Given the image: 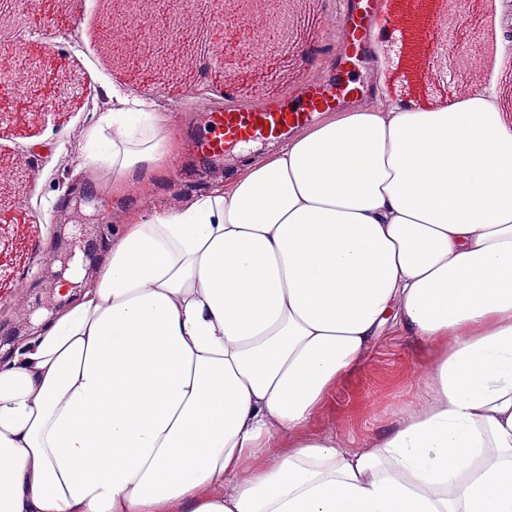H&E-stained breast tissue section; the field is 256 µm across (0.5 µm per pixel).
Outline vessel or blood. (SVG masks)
<instances>
[{"label":"vessel or blood","instance_id":"vessel-or-blood-1","mask_svg":"<svg viewBox=\"0 0 512 512\" xmlns=\"http://www.w3.org/2000/svg\"><path fill=\"white\" fill-rule=\"evenodd\" d=\"M382 8L381 0H355L353 6L343 7L337 14L336 23L343 32V40L339 46L342 68L335 83L308 88L303 99L292 106L270 102L259 108L207 113L203 130L192 136L195 152L202 158L212 159L242 143L286 139L294 129L312 122L316 113L359 97L360 87L353 72Z\"/></svg>","mask_w":512,"mask_h":512}]
</instances>
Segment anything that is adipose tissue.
Returning a JSON list of instances; mask_svg holds the SVG:
<instances>
[{
    "label": "adipose tissue",
    "mask_w": 512,
    "mask_h": 512,
    "mask_svg": "<svg viewBox=\"0 0 512 512\" xmlns=\"http://www.w3.org/2000/svg\"><path fill=\"white\" fill-rule=\"evenodd\" d=\"M84 167L126 198L177 123L113 87ZM0 346V512H512V109L383 98L134 209ZM390 322L439 348L350 452L305 429ZM294 435L286 453L269 448Z\"/></svg>",
    "instance_id": "obj_1"
}]
</instances>
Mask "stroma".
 <instances>
[{"instance_id":"1","label":"stroma","mask_w":512,"mask_h":512,"mask_svg":"<svg viewBox=\"0 0 512 512\" xmlns=\"http://www.w3.org/2000/svg\"><path fill=\"white\" fill-rule=\"evenodd\" d=\"M343 0H290L288 32L274 49L259 48L258 60L240 58L224 31H212L223 42V58L215 60L211 43L191 52L172 45V62L161 65L149 58L131 62L114 57L108 39L136 47L138 34L112 27L110 0H43L39 6L20 0L0 13V33L25 20L29 36L23 45L0 44V54L28 60L31 80L22 89L0 95V336L23 333L31 315L57 304L50 284L64 275L82 254L88 235L104 240L134 206L165 207L184 203L227 185L236 175L242 156L262 158L270 144L249 143L226 161L203 166L186 141L187 132L202 125L201 113L191 111V98L204 99L212 110L227 101L218 88L233 78L239 103L267 97H287L307 80L330 75L329 56L338 40L328 27ZM430 36L416 42L421 53L449 43L459 79L448 82L431 76L427 90L398 84L407 67L400 47L408 32L392 25L373 38L372 60L381 72L369 81H382L391 96L417 104L453 97L455 89L478 81L512 87V69L499 70L494 58L498 32L512 26V0H463L455 10L445 0L434 4ZM123 84L133 95L154 98L178 120L184 139L180 155L164 177L143 182L135 199L119 200L99 192L74 156L58 155L54 143H80L82 134L112 109L109 89ZM40 237L31 252L32 237ZM436 348L387 326L372 347L335 388L306 427L307 434L333 436L348 451L363 448L375 436L396 425L417 405L423 378L437 357Z\"/></svg>"}]
</instances>
